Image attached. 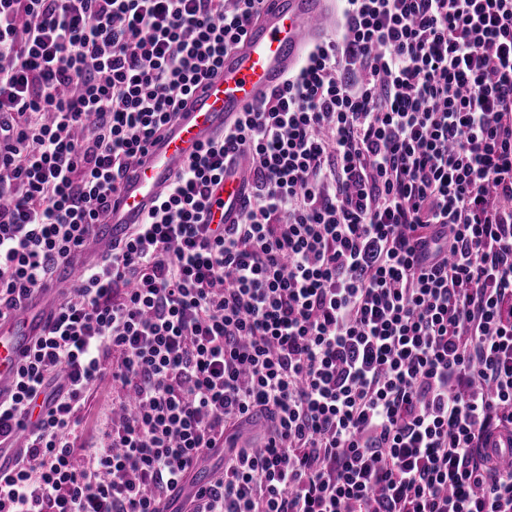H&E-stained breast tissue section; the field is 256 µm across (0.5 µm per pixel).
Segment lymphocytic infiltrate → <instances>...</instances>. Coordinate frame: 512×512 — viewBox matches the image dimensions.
Returning <instances> with one entry per match:
<instances>
[{
  "label": "lymphocytic infiltrate",
  "mask_w": 512,
  "mask_h": 512,
  "mask_svg": "<svg viewBox=\"0 0 512 512\" xmlns=\"http://www.w3.org/2000/svg\"><path fill=\"white\" fill-rule=\"evenodd\" d=\"M261 2L0 0V317L89 244ZM243 157L241 218L212 224ZM107 371L118 417L81 457ZM504 430L512 0H336L332 33L62 297L0 400V512H166L215 448L191 512H512Z\"/></svg>",
  "instance_id": "lymphocytic-infiltrate-1"
}]
</instances>
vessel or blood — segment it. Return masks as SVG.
Returning a JSON list of instances; mask_svg holds the SVG:
<instances>
[{"label":"vessel or blood","mask_w":512,"mask_h":512,"mask_svg":"<svg viewBox=\"0 0 512 512\" xmlns=\"http://www.w3.org/2000/svg\"><path fill=\"white\" fill-rule=\"evenodd\" d=\"M334 0H264L258 19L243 44L225 55L220 72L205 80L149 145L130 176L119 185L102 224L92 239L95 250L111 247L132 225L144 223L175 174L221 135L240 112L256 105L302 62L310 44L320 41ZM249 165L240 161L213 188L212 215L217 223L240 219L249 189ZM84 258L61 262L50 281L14 314L0 319V398L15 385L18 359L42 335L57 313L59 283L74 281Z\"/></svg>","instance_id":"obj_1"}]
</instances>
